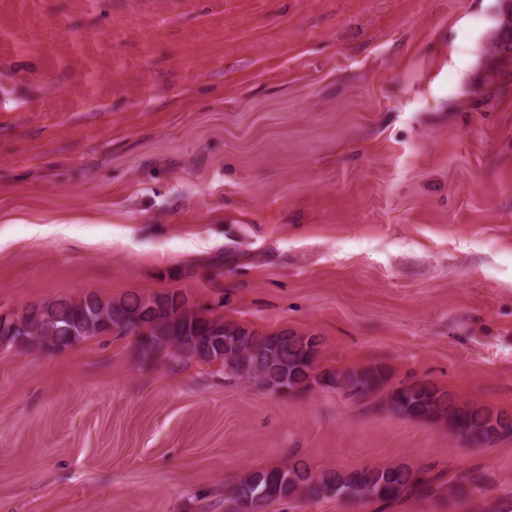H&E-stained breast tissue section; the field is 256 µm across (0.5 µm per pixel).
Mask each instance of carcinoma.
I'll return each mask as SVG.
<instances>
[{
  "label": "carcinoma",
  "mask_w": 512,
  "mask_h": 512,
  "mask_svg": "<svg viewBox=\"0 0 512 512\" xmlns=\"http://www.w3.org/2000/svg\"><path fill=\"white\" fill-rule=\"evenodd\" d=\"M491 50L512 63V21L498 24ZM136 336L145 360L159 357L222 365L224 373L255 387L303 393L335 389L355 401L374 403L402 419L444 424L460 441L479 447L512 437V412L464 402L426 378L392 382L383 365L344 370L324 364L323 340L289 329L262 332L224 319L179 289L129 293L104 300L88 293L34 303L0 316V345H48L62 351L104 335ZM482 473L451 468L435 471L405 464H377L354 471L313 472L302 461L252 471L230 492L239 512H266L275 502L336 498L384 509L403 499H441L455 495L472 512H512V499L489 497Z\"/></svg>",
  "instance_id": "cac0c4a2"
}]
</instances>
